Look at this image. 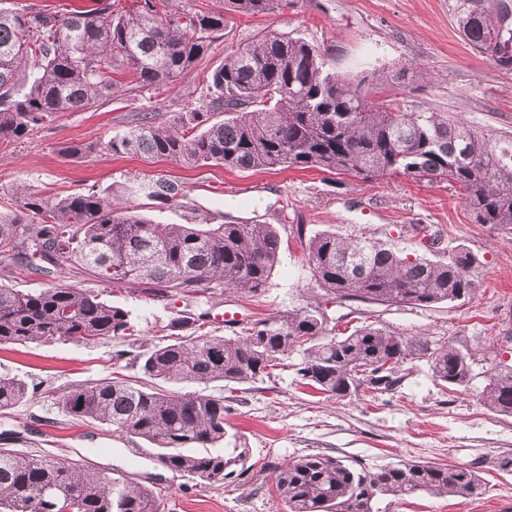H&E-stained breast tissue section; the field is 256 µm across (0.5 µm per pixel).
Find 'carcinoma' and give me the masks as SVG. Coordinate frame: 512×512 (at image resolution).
I'll return each mask as SVG.
<instances>
[{
	"label": "carcinoma",
	"instance_id": "1",
	"mask_svg": "<svg viewBox=\"0 0 512 512\" xmlns=\"http://www.w3.org/2000/svg\"><path fill=\"white\" fill-rule=\"evenodd\" d=\"M63 14L0 8V137H27L55 112H78L107 100L113 76L130 75L139 89L175 86L190 77L224 36L229 13H278L290 0H224V9L188 10L171 0H93ZM465 40L480 53L491 35L512 48V24L499 8L463 0ZM318 44L275 30L230 48L199 96L203 107L161 124L138 112L111 138L112 155H147L189 166L230 170H317L356 176L402 175L446 181L478 224L512 226V138L473 130L440 112H416L404 100H375L399 79L369 84L331 70ZM124 192L165 204L185 197L179 184L133 178ZM19 218L0 216V263L48 275L58 283L33 291L0 286V346L139 335L128 311L92 288L63 280L72 265L96 282L124 287L157 302L190 300L196 307L228 291L265 292L282 238L273 224H156L137 207L112 206V190L91 187L64 196L27 185L13 191ZM318 290L326 301L433 307L466 301L480 288L477 259L465 250L433 261L374 238L317 231L305 243ZM39 259L40 263L33 262ZM208 312H182L171 331L189 339L133 356L155 384L111 379L55 399L74 419L112 427L157 451L169 471L209 483L243 458H226L224 398L207 392L217 381L248 383L271 375L282 356L302 352L300 381L340 400L362 389L383 392L399 368L427 359L435 380L464 389L474 355L428 336L387 331L369 323L334 336L321 302L256 320L232 336H211ZM200 389L183 393L175 386ZM26 382L0 376V411L31 400ZM480 397L512 416V365L490 361ZM288 512H373L383 498L426 492L477 499L480 475L464 466L407 460L368 469L338 457L308 454L273 467ZM0 512H160L153 490L129 478L91 475L78 460L0 448Z\"/></svg>",
	"mask_w": 512,
	"mask_h": 512
}]
</instances>
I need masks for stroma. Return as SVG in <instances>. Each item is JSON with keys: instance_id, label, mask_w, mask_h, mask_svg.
Segmentation results:
<instances>
[{"instance_id": "stroma-1", "label": "stroma", "mask_w": 512, "mask_h": 512, "mask_svg": "<svg viewBox=\"0 0 512 512\" xmlns=\"http://www.w3.org/2000/svg\"><path fill=\"white\" fill-rule=\"evenodd\" d=\"M460 0H298L274 15H229L224 36L199 62L193 76L172 89H135L117 77L109 101L80 112H56L23 140L0 139V212L13 213L8 198L24 183L67 195L92 185L115 186L112 201L130 205L118 187L133 177L180 184L182 200H142V211L159 224H262L284 228L287 238L262 295H217L206 309L214 335H233L224 311L259 320L313 303L315 282L300 235L331 230L346 238L392 239L398 248L432 260L463 249L480 263L481 286L471 300L435 307L377 306L361 310L386 330L421 334L477 351L498 345L512 364V229L475 223L447 183H419L404 176L357 177L316 170L231 171L218 165L186 166L148 157L117 158L106 150L135 113L171 117L196 105L200 89L231 46L263 30L302 37L327 49L342 75L399 73L389 96L415 110L442 112L494 136H512V72L500 70L465 40ZM82 147L70 156L66 149ZM431 224L436 247L406 232ZM103 299L129 311L142 334L135 344L109 339L89 346L68 341L0 347V376L16 377L36 391L34 400L0 413V448L48 452L81 459L91 472L127 475L159 492L161 512H288L276 495L275 465L307 454H325L369 468L402 460L460 465L477 471L486 492L477 500L420 493L378 503L379 512H512V416L492 411L480 398L487 366L475 362L467 388L436 381L426 360L404 364L394 390L363 392L344 400L301 384L299 352L282 357L274 375L246 384L215 382L224 399L225 456L239 457L238 472L224 483L194 480L166 470L154 453L135 459L138 439L107 426L62 414L53 396L103 378L129 382L142 374L133 356L170 343L166 325L183 310L180 301L156 302L125 289L98 285Z\"/></svg>"}]
</instances>
